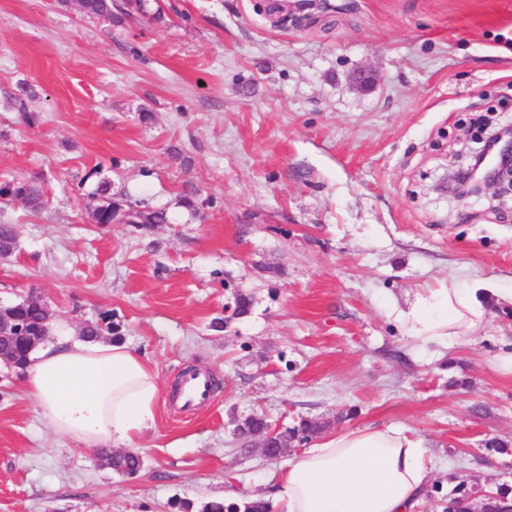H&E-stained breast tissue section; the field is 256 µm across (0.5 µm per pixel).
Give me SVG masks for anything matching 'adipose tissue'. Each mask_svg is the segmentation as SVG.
<instances>
[{"label":"adipose tissue","instance_id":"ef3b65f1","mask_svg":"<svg viewBox=\"0 0 512 512\" xmlns=\"http://www.w3.org/2000/svg\"><path fill=\"white\" fill-rule=\"evenodd\" d=\"M477 290L448 287L421 307L417 338L447 328L449 345L479 331ZM42 423L87 448L131 445L156 425L160 388L127 345L72 336L38 346L24 372ZM429 451L405 430L364 428L314 443L292 458L273 486L279 512H413L431 480Z\"/></svg>","mask_w":512,"mask_h":512}]
</instances>
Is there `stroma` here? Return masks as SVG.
<instances>
[{
  "label": "stroma",
  "instance_id": "stroma-1",
  "mask_svg": "<svg viewBox=\"0 0 512 512\" xmlns=\"http://www.w3.org/2000/svg\"><path fill=\"white\" fill-rule=\"evenodd\" d=\"M325 2L288 22L271 0H149L117 25L72 0H0V175L46 183L39 215L7 209L0 304L37 289L76 336L108 315L161 387L126 477L47 429L0 364V512L269 496L284 461L240 456L233 435L262 412L325 421L327 437L403 427L436 477L512 476L484 449L512 443V200L429 188L473 119H512V0ZM102 181L168 223L97 226ZM476 281L503 296L476 336H414L406 314ZM238 288L250 314L213 330ZM191 366L216 385L183 411L172 392Z\"/></svg>",
  "mask_w": 512,
  "mask_h": 512
}]
</instances>
